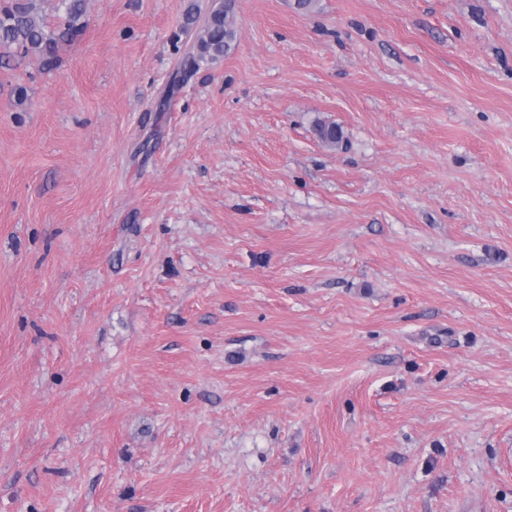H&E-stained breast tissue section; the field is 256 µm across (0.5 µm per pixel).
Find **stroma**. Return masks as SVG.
<instances>
[{"mask_svg":"<svg viewBox=\"0 0 512 512\" xmlns=\"http://www.w3.org/2000/svg\"><path fill=\"white\" fill-rule=\"evenodd\" d=\"M185 5L0 62V512H512V0ZM237 26L235 3L213 0L196 34L195 42L181 60V77L223 59L235 46Z\"/></svg>","mask_w":512,"mask_h":512,"instance_id":"obj_1","label":"stroma"}]
</instances>
